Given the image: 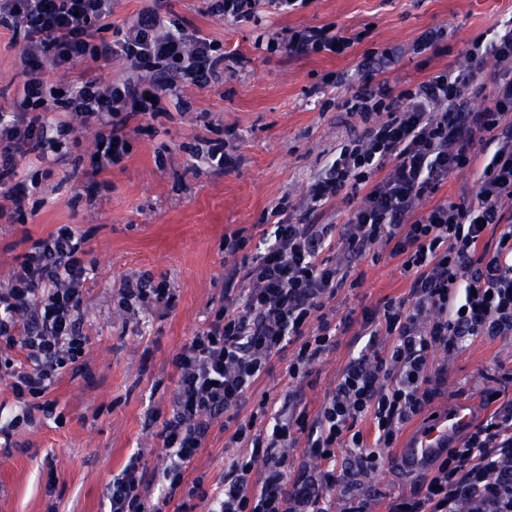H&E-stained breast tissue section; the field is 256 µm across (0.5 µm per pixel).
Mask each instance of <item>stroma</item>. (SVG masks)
I'll list each match as a JSON object with an SVG mask.
<instances>
[{"mask_svg": "<svg viewBox=\"0 0 512 512\" xmlns=\"http://www.w3.org/2000/svg\"><path fill=\"white\" fill-rule=\"evenodd\" d=\"M171 12L187 29H199L230 58L224 80L188 86L186 109L167 100L168 111L153 130L136 134L124 159L90 176L91 137H84L42 177L39 164L24 166V178L39 186L24 202L26 223L0 221V285L36 239L59 225L84 237L95 270L86 283L82 328L86 353L50 388L52 411L38 399L16 396L0 381V512H106V488L134 453L147 465L164 455L156 438L157 420L167 418L177 372L173 360L202 330L224 296V235L253 233L280 198L290 220L305 212L309 178L336 147L360 131V123L338 102L341 89L325 76L358 83L367 53H400L396 63L380 62L397 91L464 60L474 38L512 18V0H308L293 12L230 22L206 11L205 0H115L113 27L130 23L143 8ZM329 26L364 32L348 53L289 55L267 48L288 29ZM439 29V51L414 53L417 38ZM22 42L0 30V112L8 111L24 80ZM233 144L234 162L217 172L192 157L213 141ZM364 282L336 297L338 317L354 323L337 330V346L313 365L302 384L301 407L315 417L352 354L365 345L358 319L363 308L384 296L405 294L396 263L364 259ZM146 274L174 290L171 308L135 317L113 311L112 301L127 277ZM291 351L275 357L240 410L249 417L262 394L282 397L289 389ZM512 371V338H476L448 360V390L432 410L441 414L463 405L472 420L483 412L480 394L489 378ZM425 426H406L391 460L361 483L375 512L390 500L419 491L425 469L410 468L402 456ZM224 424L216 422L205 448L188 467V481L202 479L213 491L224 474Z\"/></svg>", "mask_w": 512, "mask_h": 512, "instance_id": "1", "label": "stroma"}]
</instances>
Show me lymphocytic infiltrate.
I'll return each mask as SVG.
<instances>
[{"label":"lymphocytic infiltrate","instance_id":"obj_1","mask_svg":"<svg viewBox=\"0 0 512 512\" xmlns=\"http://www.w3.org/2000/svg\"><path fill=\"white\" fill-rule=\"evenodd\" d=\"M299 0H207L210 14L236 22L285 13ZM112 0H0V29L22 35L28 79L12 111L0 113V214L13 208L24 222V164H49L92 134V173L119 163L131 150V119L156 117L163 96L181 98L184 81H219L224 54L200 30H188L155 8L113 28ZM114 39H104L105 31ZM354 38L327 27L289 30L280 45L291 54H344ZM124 75L103 82L115 58ZM498 70L491 85L479 79L486 58ZM60 73L58 83L43 79ZM487 95L476 107L473 97ZM343 108L361 134L341 143L308 182L309 208L345 197L343 224L282 221L251 236H224V299L203 330L175 356L173 413L157 433L166 453L154 468L132 455L107 487L109 512H167L178 489L207 499L211 512H328L333 492L344 512H371L356 490L361 476L380 470L404 425L422 416L447 383L437 353L460 351L467 340L512 337V19L477 37L462 65L393 92L386 81L346 90ZM474 170L473 200L422 208L449 176ZM398 262L408 291L364 309L367 342L339 376L315 418L262 396L248 418L239 410L261 374L287 347L295 352L288 376L304 380L309 367L336 347L334 301L361 287L359 263L377 248ZM91 263L81 239L64 224L33 241L0 291V344L20 349V371L0 357L16 396L40 398L74 366L88 339L80 324ZM167 283L127 280L115 301L126 314L170 307ZM500 385L480 396L485 416L449 440L427 461L425 490L388 502L386 512H512V398ZM231 427L236 451L222 488L208 496L201 482L184 488L186 470L204 448L216 420ZM319 464L290 476L288 449L299 441ZM348 464L338 467L339 452ZM153 473L157 496L142 491Z\"/></svg>","mask_w":512,"mask_h":512}]
</instances>
